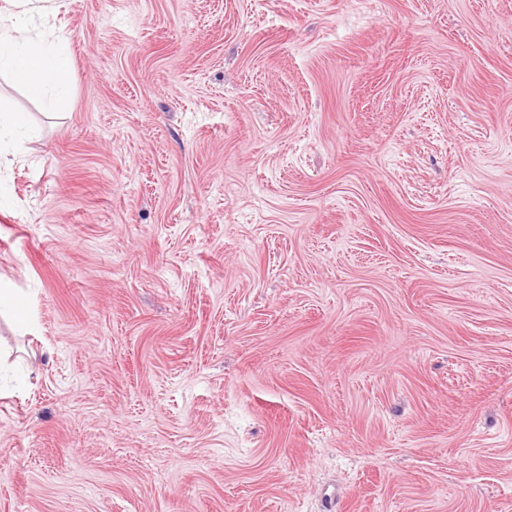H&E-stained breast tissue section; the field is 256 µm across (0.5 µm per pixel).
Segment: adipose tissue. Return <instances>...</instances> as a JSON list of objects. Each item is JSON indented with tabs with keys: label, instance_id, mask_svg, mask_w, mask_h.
<instances>
[{
	"label": "adipose tissue",
	"instance_id": "obj_1",
	"mask_svg": "<svg viewBox=\"0 0 512 512\" xmlns=\"http://www.w3.org/2000/svg\"><path fill=\"white\" fill-rule=\"evenodd\" d=\"M49 0H0V75L19 80L26 94L49 107L67 98L70 57L48 36Z\"/></svg>",
	"mask_w": 512,
	"mask_h": 512
}]
</instances>
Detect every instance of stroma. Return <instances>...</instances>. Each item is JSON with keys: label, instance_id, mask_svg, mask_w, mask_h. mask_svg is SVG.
I'll return each instance as SVG.
<instances>
[{"label": "stroma", "instance_id": "stroma-1", "mask_svg": "<svg viewBox=\"0 0 512 512\" xmlns=\"http://www.w3.org/2000/svg\"><path fill=\"white\" fill-rule=\"evenodd\" d=\"M59 2L0 512H512V0Z\"/></svg>", "mask_w": 512, "mask_h": 512}]
</instances>
